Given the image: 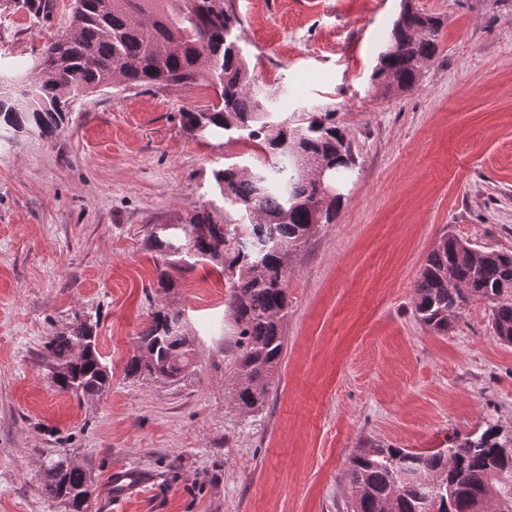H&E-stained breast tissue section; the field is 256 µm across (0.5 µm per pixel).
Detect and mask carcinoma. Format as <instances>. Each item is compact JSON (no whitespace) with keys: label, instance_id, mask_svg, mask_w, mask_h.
Instances as JSON below:
<instances>
[{"label":"carcinoma","instance_id":"1","mask_svg":"<svg viewBox=\"0 0 512 512\" xmlns=\"http://www.w3.org/2000/svg\"><path fill=\"white\" fill-rule=\"evenodd\" d=\"M39 19L52 0H13ZM240 23L233 0H74L69 26L47 44L43 71L0 68V131L36 130L51 137L68 123L70 106L101 88L178 89L207 79L218 102L180 112L183 129L197 137L241 131L257 139L265 157L252 169L229 165L213 171L224 197V218L206 207L156 224L148 243L163 258L158 285L174 287L166 267L209 263L227 279L224 305L234 319L239 349L233 399L241 408H263L284 349L288 317V255L317 227L336 218L338 200L323 201L311 178L325 163L350 172V143L330 113H306L276 121L264 109L266 92L230 40ZM437 19L403 9L388 48L378 56L374 80L385 89L413 88L423 65L436 54ZM259 217L245 223L244 218ZM491 311L497 340L512 344V253L477 249L445 233L428 255L415 283L414 314L436 333H446L473 300ZM99 318L77 317L70 328L44 342L58 374L56 386L77 398L109 390L112 371L97 349ZM193 352L186 321L164 306L137 337L126 375L177 383ZM505 433L488 423L446 448H394L365 442L349 458L351 501L347 512H501L512 503V459L502 456ZM93 486L82 466L51 460L45 494L82 512V495Z\"/></svg>","mask_w":512,"mask_h":512}]
</instances>
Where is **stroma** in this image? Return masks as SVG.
<instances>
[{"label":"stroma","instance_id":"35a3bbf8","mask_svg":"<svg viewBox=\"0 0 512 512\" xmlns=\"http://www.w3.org/2000/svg\"><path fill=\"white\" fill-rule=\"evenodd\" d=\"M442 20L439 47L409 91L372 78L403 5ZM232 39L273 112H332L356 165L332 223L288 259L285 346L266 405L232 399L228 284L207 264L172 267L156 291L158 221L223 212L212 173L263 160L240 132H184L212 104L208 81L176 90L109 88L78 100L46 138L0 140V512H66L42 468L89 469L93 512H346L348 460L374 440L437 448L486 423L512 430V345L470 303L448 334L422 325L414 285L442 234L512 251V0H234ZM0 13V64L27 69L71 18ZM182 311L186 377L126 375L155 304ZM99 316L112 371L100 396L51 380L43 343L75 315ZM147 475L121 495L112 472Z\"/></svg>","mask_w":512,"mask_h":512}]
</instances>
